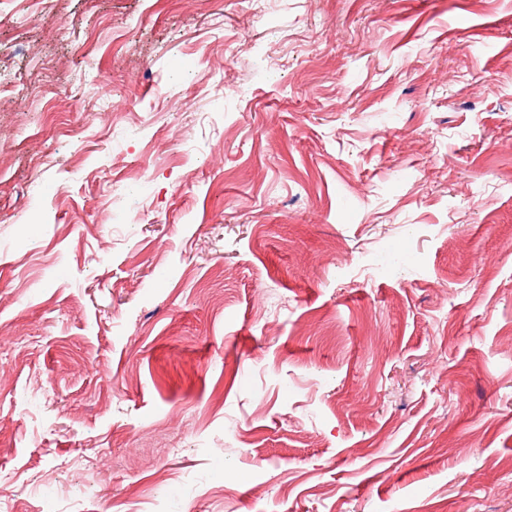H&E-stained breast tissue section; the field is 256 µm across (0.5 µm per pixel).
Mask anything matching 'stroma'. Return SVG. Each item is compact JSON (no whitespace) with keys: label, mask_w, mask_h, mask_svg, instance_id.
I'll list each match as a JSON object with an SVG mask.
<instances>
[{"label":"stroma","mask_w":512,"mask_h":512,"mask_svg":"<svg viewBox=\"0 0 512 512\" xmlns=\"http://www.w3.org/2000/svg\"><path fill=\"white\" fill-rule=\"evenodd\" d=\"M511 138L512 0H0V512H512Z\"/></svg>","instance_id":"1"}]
</instances>
